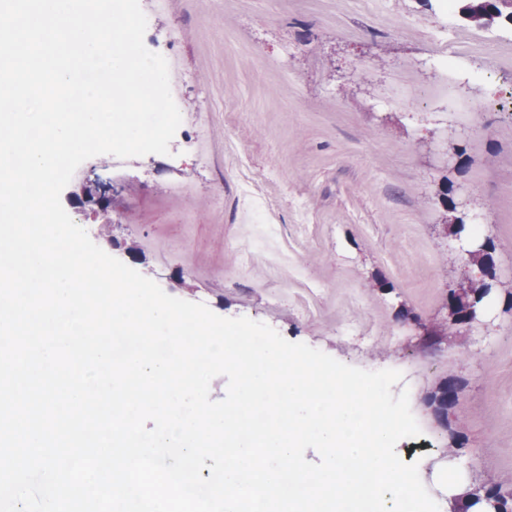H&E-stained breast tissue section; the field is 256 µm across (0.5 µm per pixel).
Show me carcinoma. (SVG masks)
<instances>
[{"label":"carcinoma","mask_w":512,"mask_h":512,"mask_svg":"<svg viewBox=\"0 0 512 512\" xmlns=\"http://www.w3.org/2000/svg\"><path fill=\"white\" fill-rule=\"evenodd\" d=\"M458 12L478 28L497 21L505 20L512 23V0H455ZM442 204L446 212L451 214L449 226L455 235H467L474 231L473 221L458 209L452 188H445ZM486 248L482 252L469 255L468 263L483 273V277L464 279L448 284L444 296L443 308L447 311L443 321L427 326L422 325L425 340L435 344L447 333L460 331L470 314V309L482 304L489 298L486 288L495 285L494 295L499 298L505 311H512V284L505 285L496 272L497 244L490 237H484ZM459 383L454 379H445L438 383L426 397V404L435 417L443 421L448 415V408L453 406ZM512 512V485L493 482L477 483L466 494L465 501L459 505L460 512Z\"/></svg>","instance_id":"obj_1"}]
</instances>
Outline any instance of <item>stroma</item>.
<instances>
[{"mask_svg": "<svg viewBox=\"0 0 512 512\" xmlns=\"http://www.w3.org/2000/svg\"><path fill=\"white\" fill-rule=\"evenodd\" d=\"M175 28L186 34L184 111L203 110L212 71L224 88L218 127L257 174L255 193L275 201L280 223L312 227L299 251L325 287L324 311L309 317L286 298L272 317L245 281L225 283L242 247L237 191L225 185L224 220L215 222L212 175L189 159L175 168L159 156L137 171L113 199L128 205L125 223L80 206L79 187H65L63 207L94 243L109 225L111 256L170 296L266 323L345 364L353 357L336 343L337 323L374 320L380 335L400 340L364 344L370 371L424 354L422 327L444 317L446 283L463 274L460 242L442 225L445 182L469 191L467 210L498 245L501 280L512 281V24L494 25L501 40L488 46L470 40L462 17L441 18L437 0H224L220 12L199 0L193 13L157 17L144 39L164 45ZM433 37L459 47L450 75L433 68ZM398 79L411 88L407 101L391 98ZM180 176L200 191L185 223L171 224L163 188ZM145 233L164 236L181 262L158 269L151 252L136 250ZM200 269L212 271L209 283ZM502 308L490 299L478 323L440 346L455 361L435 380L464 384L447 426L430 442L396 447L408 463L450 448L448 503L459 487L512 473V315Z\"/></svg>", "mask_w": 512, "mask_h": 512, "instance_id": "35a3bbf8", "label": "stroma"}]
</instances>
